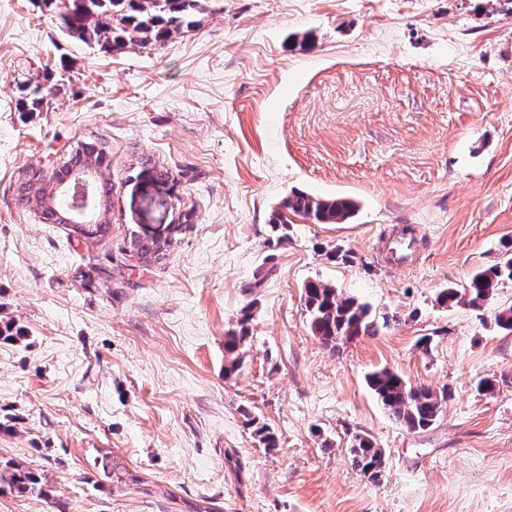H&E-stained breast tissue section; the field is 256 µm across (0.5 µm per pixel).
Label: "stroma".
I'll return each mask as SVG.
<instances>
[{
  "label": "stroma",
  "instance_id": "35a3bbf8",
  "mask_svg": "<svg viewBox=\"0 0 512 512\" xmlns=\"http://www.w3.org/2000/svg\"><path fill=\"white\" fill-rule=\"evenodd\" d=\"M64 2L0 0V326L23 334L0 339V460L47 491L0 492V512H512V334L494 322L512 281L479 311L435 301L512 242V0H198L194 28L121 49L65 35ZM24 84L47 89L40 111H20ZM84 142L112 185L92 239L15 203ZM147 159L174 187L132 185ZM295 191L358 208L277 237ZM181 215L160 262L122 253ZM404 229L411 265L392 270ZM310 281L370 304L378 333L326 348ZM382 368L449 389L435 424L388 415L365 382ZM358 435L383 451L377 479L352 463ZM101 452L149 490H113ZM251 316L250 309H245L242 318L238 320L237 329L224 336V374L227 378L235 375L241 366L240 346L248 336L247 325L250 323Z\"/></svg>",
  "mask_w": 512,
  "mask_h": 512
}]
</instances>
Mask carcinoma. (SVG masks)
I'll return each instance as SVG.
<instances>
[{"mask_svg": "<svg viewBox=\"0 0 512 512\" xmlns=\"http://www.w3.org/2000/svg\"><path fill=\"white\" fill-rule=\"evenodd\" d=\"M197 0H80L62 18L67 35L85 43L95 42L114 48L137 44L143 47L160 46L172 33L189 30L195 25L194 9ZM132 179L168 182L171 173L166 168L142 162ZM283 211L272 218L274 227L289 223L288 216L301 217L314 224H341L357 210L355 202L346 198H321L305 192H294L282 204ZM512 280V242L505 246L503 259L493 266L475 272L466 288L468 304L481 309L492 296L499 282ZM304 302L313 335L332 351L358 336L376 332L369 304L352 296H345L336 288L322 282L310 281L304 287ZM250 309H245L237 329L224 336V374L231 377L241 366L240 346L249 333ZM366 382L379 403L399 424L410 431L426 430L441 416L450 394L428 386L413 385L400 374L382 368L369 373ZM254 436L265 448L277 447V438L270 428L257 418L249 420ZM349 452L355 467L371 478H376L384 467V455L372 440L357 436ZM100 458L103 472H110L116 484H142L140 476L124 470L117 471L118 463ZM27 496H44L46 491L39 475L27 468L7 462L0 463V491Z\"/></svg>", "mask_w": 512, "mask_h": 512, "instance_id": "cac0c4a2", "label": "carcinoma"}]
</instances>
